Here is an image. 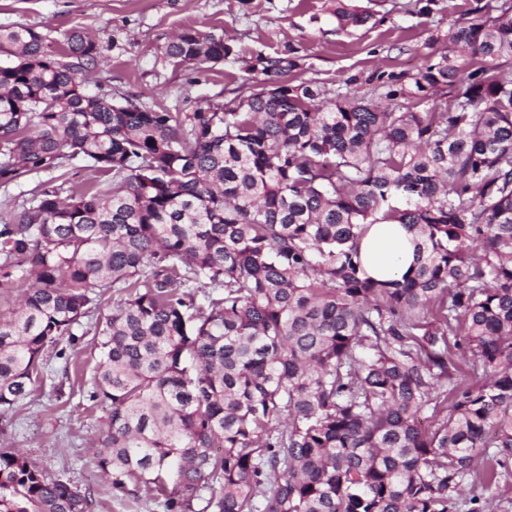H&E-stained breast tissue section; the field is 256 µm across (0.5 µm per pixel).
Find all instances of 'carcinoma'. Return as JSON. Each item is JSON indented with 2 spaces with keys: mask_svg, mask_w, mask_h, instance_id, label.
<instances>
[{
  "mask_svg": "<svg viewBox=\"0 0 512 512\" xmlns=\"http://www.w3.org/2000/svg\"><path fill=\"white\" fill-rule=\"evenodd\" d=\"M449 42L378 84L390 110L296 82L291 48L244 62L273 84L183 113L86 91L100 52L79 29L60 49L0 26V186L57 173L0 214V289H25L0 313V412L116 295L87 391L113 489L142 484L165 512H485L477 489L512 475V0ZM162 54L231 48L188 28ZM75 161L112 191L67 178ZM379 223L414 237L394 280L362 265ZM92 505L0 448V512Z\"/></svg>",
  "mask_w": 512,
  "mask_h": 512,
  "instance_id": "carcinoma-1",
  "label": "carcinoma"
}]
</instances>
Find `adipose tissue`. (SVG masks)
Listing matches in <instances>:
<instances>
[{
    "label": "adipose tissue",
    "mask_w": 512,
    "mask_h": 512,
    "mask_svg": "<svg viewBox=\"0 0 512 512\" xmlns=\"http://www.w3.org/2000/svg\"><path fill=\"white\" fill-rule=\"evenodd\" d=\"M361 255L368 275L400 277L414 261L413 236L400 224L371 225L362 239Z\"/></svg>",
    "instance_id": "1"
}]
</instances>
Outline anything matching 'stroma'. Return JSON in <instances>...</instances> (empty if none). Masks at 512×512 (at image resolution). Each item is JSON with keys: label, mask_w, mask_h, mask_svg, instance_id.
<instances>
[{"label": "stroma", "mask_w": 512, "mask_h": 512, "mask_svg": "<svg viewBox=\"0 0 512 512\" xmlns=\"http://www.w3.org/2000/svg\"><path fill=\"white\" fill-rule=\"evenodd\" d=\"M496 2L434 0L427 10L421 0H354L374 18L341 30L330 15L331 0H0V25L33 27L56 41L80 29L100 47L98 64L86 76L88 90L191 112L262 80L261 72L244 71V61L291 48L300 57V80L380 101L378 75H417L429 54L447 51L456 23L483 20L484 5ZM188 27L223 32L232 58L217 65L164 60L162 47ZM93 326L84 321V336L67 346L64 358L46 351L31 396L0 415V445L19 450L46 477L90 490L94 512H165L162 500L144 490L112 492L96 467L89 441L104 411L81 396L100 360Z\"/></svg>", "instance_id": "35a3bbf8"}]
</instances>
